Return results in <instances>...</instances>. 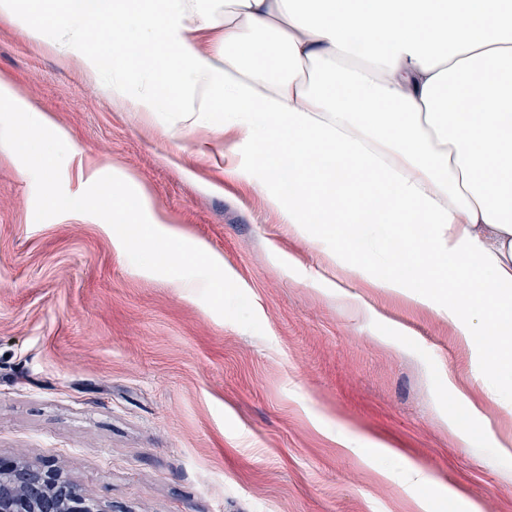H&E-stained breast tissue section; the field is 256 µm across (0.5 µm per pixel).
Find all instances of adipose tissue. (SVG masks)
Instances as JSON below:
<instances>
[{
    "mask_svg": "<svg viewBox=\"0 0 512 512\" xmlns=\"http://www.w3.org/2000/svg\"><path fill=\"white\" fill-rule=\"evenodd\" d=\"M112 60L140 112L224 114L232 171L286 223L481 340L512 385V0H0ZM209 33L201 45V33Z\"/></svg>",
    "mask_w": 512,
    "mask_h": 512,
    "instance_id": "1",
    "label": "adipose tissue"
}]
</instances>
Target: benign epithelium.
<instances>
[{"label": "benign epithelium", "mask_w": 512, "mask_h": 512, "mask_svg": "<svg viewBox=\"0 0 512 512\" xmlns=\"http://www.w3.org/2000/svg\"><path fill=\"white\" fill-rule=\"evenodd\" d=\"M0 512H103L51 461L18 456L0 464Z\"/></svg>", "instance_id": "7a95c632"}]
</instances>
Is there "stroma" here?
<instances>
[{
	"instance_id": "35a3bbf8",
	"label": "stroma",
	"mask_w": 512,
	"mask_h": 512,
	"mask_svg": "<svg viewBox=\"0 0 512 512\" xmlns=\"http://www.w3.org/2000/svg\"><path fill=\"white\" fill-rule=\"evenodd\" d=\"M0 75L68 135L64 191L130 173L248 296L255 334L136 267L102 219L36 221L0 145V459L103 512H512V392L447 316L337 273L224 169V115L146 114L0 19ZM420 469L429 484L414 482Z\"/></svg>"
}]
</instances>
